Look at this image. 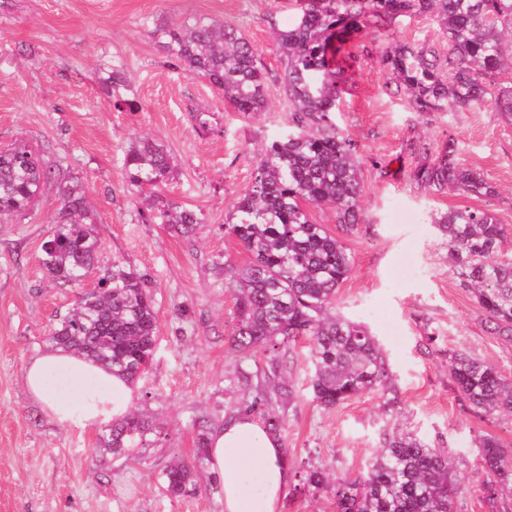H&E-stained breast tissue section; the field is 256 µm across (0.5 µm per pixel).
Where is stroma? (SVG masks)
<instances>
[{
    "label": "stroma",
    "mask_w": 512,
    "mask_h": 512,
    "mask_svg": "<svg viewBox=\"0 0 512 512\" xmlns=\"http://www.w3.org/2000/svg\"><path fill=\"white\" fill-rule=\"evenodd\" d=\"M192 16L235 26L256 47L265 112L235 111L221 91L172 65L153 29ZM296 20L292 0H0V148L25 140L82 181L98 217L100 266L118 262L147 279L159 333L131 408L161 431L133 456L99 462L97 430L58 424L27 390L26 364L49 350L79 294L40 263L60 209L58 185L46 184L33 210L0 221V512H224L222 486L208 469H200L196 493L183 497L167 493L163 471L177 459L193 462L199 432L223 426L269 383L264 351L231 349L236 308L224 267L248 255L224 225L267 144L288 126L276 40ZM395 42L446 45L436 22L420 16L370 23L359 43L329 52L344 68L336 122L359 148L362 222L345 233L331 209L311 210L351 257L336 308L379 339L395 400L388 406L364 394L317 405L308 343L298 342L286 363L296 396L275 404L295 476L280 512H336L332 484L362 476L395 423L453 452L457 512H512V492L485 494L480 448L492 437L512 452V418L477 416L448 373L449 353L463 351L512 377V341L492 334L428 222L430 211L471 207L512 226V123L490 104L415 112L381 64ZM116 57L132 102L120 111L102 83ZM192 99L209 109L210 131L187 112ZM138 136L169 151L175 174L158 192L202 214L192 238L160 224L127 181L125 151ZM450 136L460 162L483 172L495 196L431 192L415 180L419 145L435 148ZM313 467L326 469L329 486H298Z\"/></svg>",
    "instance_id": "1"
}]
</instances>
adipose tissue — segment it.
I'll return each mask as SVG.
<instances>
[{
	"mask_svg": "<svg viewBox=\"0 0 512 512\" xmlns=\"http://www.w3.org/2000/svg\"><path fill=\"white\" fill-rule=\"evenodd\" d=\"M25 378L48 415L83 429L123 416L132 398L124 379L59 349L31 360ZM207 463L209 473L223 485L224 512H279L292 475L279 437L254 418L240 416L213 431Z\"/></svg>",
	"mask_w": 512,
	"mask_h": 512,
	"instance_id": "1",
	"label": "adipose tissue"
}]
</instances>
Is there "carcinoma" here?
<instances>
[{
	"label": "carcinoma",
	"mask_w": 512,
	"mask_h": 512,
	"mask_svg": "<svg viewBox=\"0 0 512 512\" xmlns=\"http://www.w3.org/2000/svg\"><path fill=\"white\" fill-rule=\"evenodd\" d=\"M298 20L279 34L282 83L288 101V133L271 140L257 163L252 186L234 204L227 235L249 254L235 268L236 326L231 346L245 353L271 352V389L254 396L247 410L279 433L282 416L271 397L291 399L294 381L284 371L283 346L311 341L312 400L331 408L355 396L392 390L386 357L364 324L336 312V290L351 270V257L310 208L326 207L346 232L360 224V161L357 145L336 124L342 70L333 67V42L361 36L369 18L418 17L437 21L448 50L399 44L383 58L417 112H465L489 97L512 120V86L496 79L512 74V0H296ZM159 46L186 74L206 79L238 112H262L265 76L255 46L235 27L210 18L172 20L154 29ZM108 81L112 106L131 101L124 63L112 61ZM129 183L153 189L173 173L170 155L152 138L140 136L125 152ZM415 179L432 192L448 188L466 196H492L494 187L477 169L463 166L453 136L434 159L420 165ZM60 189L61 208L43 244L48 275L80 286L95 269L100 250L85 187L46 163L24 143L0 150V218L22 214L36 203L45 184ZM157 218L185 238L196 233L199 215L146 196ZM448 250V264L487 314L495 334L512 339V252L504 244L512 227L487 210L452 208L430 215ZM158 321L152 294L141 276L120 263L101 271L98 289L83 292L54 328L56 348L91 359L128 382L150 368ZM448 372L459 395L481 417H512V379L469 355L448 354ZM157 432L148 417L127 413L99 432L95 452L124 456L146 445ZM201 433L195 464L180 462L163 471L173 497L197 490V469L207 457ZM488 496L512 482V455L488 437L482 443ZM457 484L445 448L413 433L391 432L374 453L366 473L336 486V512H456Z\"/></svg>",
	"instance_id": "obj_1"
}]
</instances>
